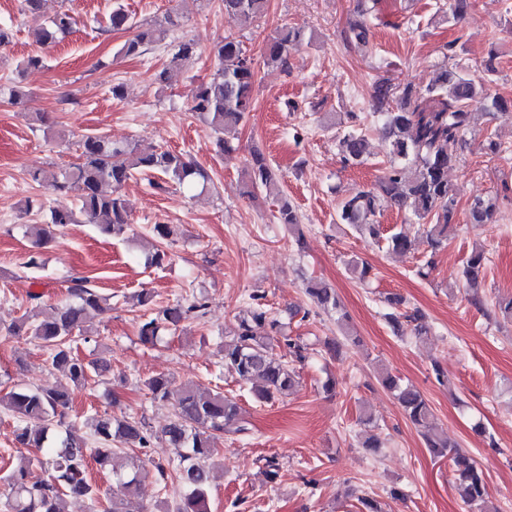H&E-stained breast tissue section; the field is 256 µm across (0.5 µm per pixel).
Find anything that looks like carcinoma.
<instances>
[{
	"label": "carcinoma",
	"instance_id": "obj_1",
	"mask_svg": "<svg viewBox=\"0 0 512 512\" xmlns=\"http://www.w3.org/2000/svg\"><path fill=\"white\" fill-rule=\"evenodd\" d=\"M269 0H222L224 15L239 20L257 19L268 9ZM24 12L31 17L36 41L49 45L71 34L76 19L68 10H60L45 18L42 0H24ZM108 27L114 31H133L119 48L125 57L141 56L150 48L166 42L170 28L162 21L140 24L121 7L112 9ZM302 41L300 29L283 25L265 41L262 59L265 66L282 68L290 50ZM197 54L194 40H182L172 54L170 66L178 67ZM218 68L200 81L189 111L206 122L218 134L219 152L228 154L232 147L221 134L236 129L251 111L257 72L239 41L226 37L214 48ZM375 110L384 113L382 133L389 142L390 160L384 175L372 187L362 188L345 198L338 207L339 223L351 224L376 240H385L389 250L404 253L413 241L395 232H382L378 216L394 205L411 212L427 224L426 236L432 250L448 240L455 224L457 200L448 183V168L459 161L457 145L469 126L473 112L493 114L512 107V101L492 95L482 79L454 69L441 67L423 88L406 86L395 89L390 80L379 78L373 85ZM80 162L60 175L31 173L37 182L50 181L54 190L76 194L79 209L53 210L49 222L31 228L33 244L40 246L50 237L51 227L85 221L106 235H120L128 225L129 205L120 193L124 183L134 174H162L189 192L205 189L211 182L208 173L192 159L169 150L141 152L130 144L116 145L103 136L87 135L80 143ZM339 150L346 163H360L366 154L362 129L349 131L339 140ZM242 175L247 194L258 189L269 193L278 188L277 172L267 158L254 152L246 160ZM497 204L492 198H476L469 208L470 223L475 226L496 221ZM277 220L289 226L300 224L293 205L285 198L277 200ZM485 265V256L474 251L466 261L464 277L475 286ZM306 293L320 309L330 312L340 308L336 293L315 279L308 281ZM69 301L53 308L47 318L31 309L17 318L3 335V340L25 336L46 348L52 370L60 372L75 385H85L109 371L107 363L86 362L75 352L76 335L91 329L92 319L110 309L108 298L89 286L86 278L72 280ZM205 300L185 306L180 303L162 308L143 321L139 337L154 343L167 333H175L190 316H201ZM387 320L396 334L412 329L414 335L427 333L424 315L391 312ZM281 324L262 302L252 297L249 311L238 319L236 333L224 338L221 345L224 366L233 370L239 380L259 381L254 391L261 403H272L287 397L296 385L293 363L307 358V347L300 337L280 333ZM279 343L288 357L272 353ZM382 386L391 392L406 417L417 427L428 448L437 457H447L453 464V487L470 509H479L488 497L485 475L477 464L448 441L438 426L435 415L419 390L405 385L401 379L384 370L379 372ZM141 385L155 401L173 402L174 412L161 432V440L174 449L167 464L154 465V476L160 489L174 487L179 503L176 512H208V493L213 471L218 467L216 441L224 432L242 434L247 431L238 404L217 390H203L192 382L177 383L170 374H155ZM70 405L68 391L61 386L13 388L0 396V406L17 415L20 425L14 431L19 444L36 450L22 455L15 468L0 477V501L3 512H65V498H80L90 512L106 493L88 476L89 462L101 471L112 470V512H151L139 500L144 468L139 461L128 469L112 464V445L147 448L154 434L141 420H114L94 413L84 421L92 443L77 434L75 426L65 422ZM50 471V480L30 484L27 472L33 464Z\"/></svg>",
	"mask_w": 512,
	"mask_h": 512
}]
</instances>
